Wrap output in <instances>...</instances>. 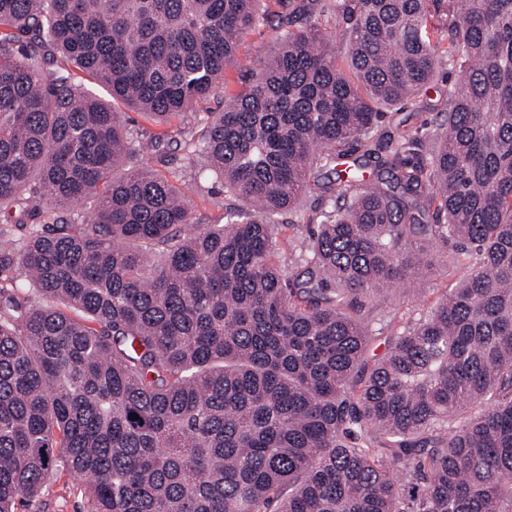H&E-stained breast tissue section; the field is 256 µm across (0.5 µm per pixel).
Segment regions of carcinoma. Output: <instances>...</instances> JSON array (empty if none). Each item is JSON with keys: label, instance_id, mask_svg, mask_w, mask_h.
<instances>
[{"label": "carcinoma", "instance_id": "cac0c4a2", "mask_svg": "<svg viewBox=\"0 0 512 512\" xmlns=\"http://www.w3.org/2000/svg\"><path fill=\"white\" fill-rule=\"evenodd\" d=\"M269 2L288 36L202 120ZM446 62L436 141L382 127ZM2 211L0 512L59 468L91 512H512V0H0ZM197 180L199 192L192 196L195 212L206 224L224 223V187L211 176ZM412 295V291L400 292L385 300L382 309L388 316V320H392L391 326H396L401 318L405 320L408 317V312L416 309L413 306L415 303H411Z\"/></svg>", "mask_w": 512, "mask_h": 512}]
</instances>
